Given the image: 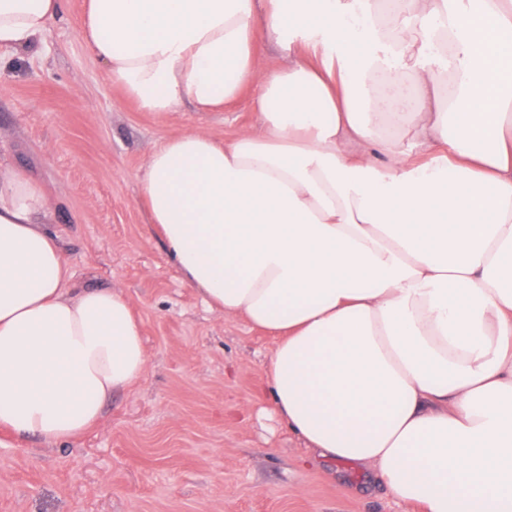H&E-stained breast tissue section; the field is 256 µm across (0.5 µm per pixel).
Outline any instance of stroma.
<instances>
[{
  "label": "stroma",
  "instance_id": "35a3bbf8",
  "mask_svg": "<svg viewBox=\"0 0 512 512\" xmlns=\"http://www.w3.org/2000/svg\"><path fill=\"white\" fill-rule=\"evenodd\" d=\"M84 0L30 52L0 49V158L38 178L76 287L132 301L147 371L97 426L46 443L0 429V512H422L353 463L312 453L274 413V348L211 312L170 262L140 199L163 140L193 129L232 141L259 129L247 94L221 112L157 114L117 86L82 39Z\"/></svg>",
  "mask_w": 512,
  "mask_h": 512
}]
</instances>
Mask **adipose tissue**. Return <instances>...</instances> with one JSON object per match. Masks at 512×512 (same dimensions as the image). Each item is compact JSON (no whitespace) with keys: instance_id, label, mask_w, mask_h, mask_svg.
I'll return each instance as SVG.
<instances>
[{"instance_id":"obj_1","label":"adipose tissue","mask_w":512,"mask_h":512,"mask_svg":"<svg viewBox=\"0 0 512 512\" xmlns=\"http://www.w3.org/2000/svg\"><path fill=\"white\" fill-rule=\"evenodd\" d=\"M61 12L0 0V49ZM82 36L146 112L260 85L262 133L166 139L141 199L181 279L275 338L289 429L424 512H512V0H87ZM261 40L287 66L257 70ZM55 206L0 162V427L52 443L147 369L131 300L73 284Z\"/></svg>"}]
</instances>
